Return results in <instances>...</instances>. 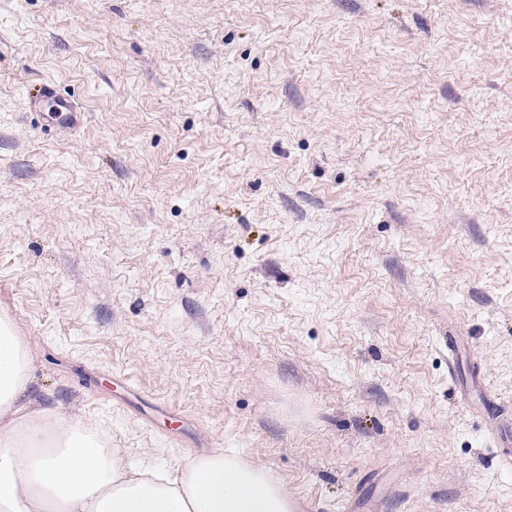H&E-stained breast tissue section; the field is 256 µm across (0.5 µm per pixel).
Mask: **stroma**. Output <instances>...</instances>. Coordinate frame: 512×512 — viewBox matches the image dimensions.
Returning <instances> with one entry per match:
<instances>
[{
	"label": "stroma",
	"instance_id": "1",
	"mask_svg": "<svg viewBox=\"0 0 512 512\" xmlns=\"http://www.w3.org/2000/svg\"><path fill=\"white\" fill-rule=\"evenodd\" d=\"M1 313L125 461L512 512V0H0ZM27 109L41 116L58 133H68L80 128L85 119L73 97L59 92L52 81L42 82L26 88Z\"/></svg>",
	"mask_w": 512,
	"mask_h": 512
}]
</instances>
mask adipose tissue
<instances>
[{
    "label": "adipose tissue",
    "instance_id": "ef3b65f1",
    "mask_svg": "<svg viewBox=\"0 0 512 512\" xmlns=\"http://www.w3.org/2000/svg\"><path fill=\"white\" fill-rule=\"evenodd\" d=\"M27 355L0 315V512H290L263 466L217 449L178 474L124 462L81 423H40L21 402Z\"/></svg>",
    "mask_w": 512,
    "mask_h": 512
}]
</instances>
